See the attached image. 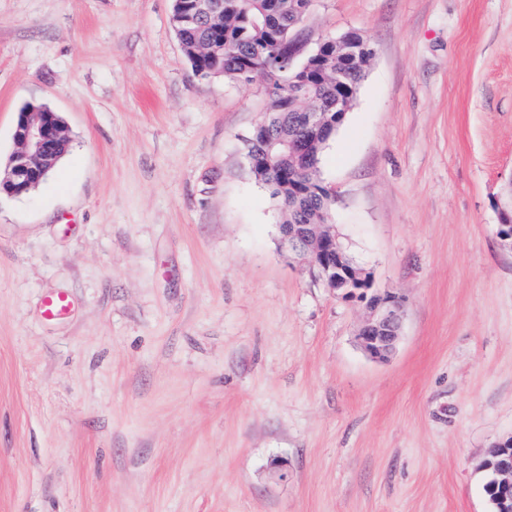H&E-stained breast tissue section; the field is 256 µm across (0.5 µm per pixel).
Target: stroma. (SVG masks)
<instances>
[{"label": "stroma", "mask_w": 512, "mask_h": 512, "mask_svg": "<svg viewBox=\"0 0 512 512\" xmlns=\"http://www.w3.org/2000/svg\"><path fill=\"white\" fill-rule=\"evenodd\" d=\"M172 0H0V161L22 106L71 142L0 199V512H491L512 436V0H311L300 56L374 55L330 139L331 222L401 300L280 247L246 140L266 83L197 75ZM71 310L48 319L43 298ZM494 451L497 458L493 465L487 466L488 457L484 461L483 468L491 470V477L488 475L484 483L489 485V498L496 507V512L512 511V436L495 443L490 450ZM490 452L488 456L490 455Z\"/></svg>", "instance_id": "stroma-1"}]
</instances>
